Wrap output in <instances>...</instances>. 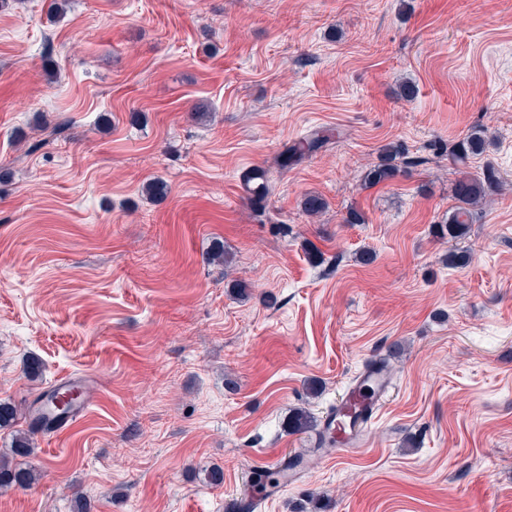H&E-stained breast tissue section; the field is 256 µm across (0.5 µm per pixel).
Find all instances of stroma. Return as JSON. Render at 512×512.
<instances>
[{"label": "stroma", "mask_w": 512, "mask_h": 512, "mask_svg": "<svg viewBox=\"0 0 512 512\" xmlns=\"http://www.w3.org/2000/svg\"><path fill=\"white\" fill-rule=\"evenodd\" d=\"M319 128L332 144L280 169ZM475 130L487 149L467 171L493 165L502 185L466 236L437 238L462 173L448 148ZM390 143L423 165L365 186ZM254 167L275 187L260 216L239 193ZM153 179L167 193L151 201ZM217 240L231 267L210 261ZM451 250L469 263H443ZM375 357L393 386L362 454L289 433L293 409L323 418ZM65 375L93 394L37 435L42 478L0 490V512H225L279 453L308 464L262 512L311 496L326 512H512V0L0 12V402L27 428Z\"/></svg>", "instance_id": "1"}]
</instances>
